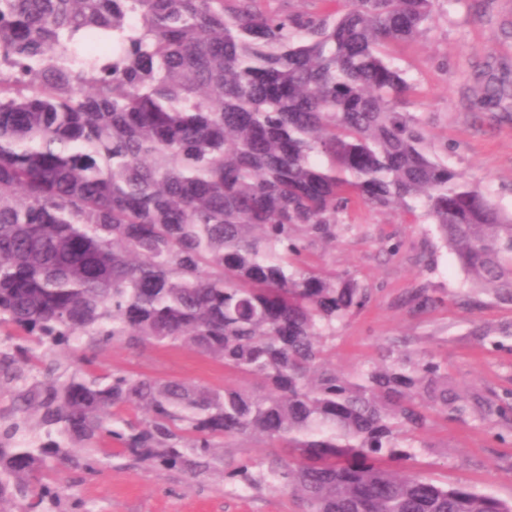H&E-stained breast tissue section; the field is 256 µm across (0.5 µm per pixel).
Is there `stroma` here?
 Masks as SVG:
<instances>
[{
	"label": "stroma",
	"mask_w": 512,
	"mask_h": 512,
	"mask_svg": "<svg viewBox=\"0 0 512 512\" xmlns=\"http://www.w3.org/2000/svg\"><path fill=\"white\" fill-rule=\"evenodd\" d=\"M391 52L413 83L405 109L426 121L437 155L512 210V119L483 107L473 91L477 70L512 67V0H436L425 33ZM349 221L356 231L325 246V259L355 274L373 295L339 330L332 364L354 373L393 343L400 352L423 351L445 363L448 388L466 398L467 411L435 418L422 432V471L512 501V424L480 413L512 392V305L463 288L462 272L431 225L366 207ZM421 288L436 297L435 305L414 307L411 298ZM97 360L101 375L124 371L214 389L242 381L184 346L116 343L99 348ZM57 480L68 512H301L285 492H228L220 472L193 479L128 456L95 473L68 465Z\"/></svg>",
	"instance_id": "stroma-1"
}]
</instances>
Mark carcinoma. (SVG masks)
Returning a JSON list of instances; mask_svg holds the SVG:
<instances>
[{
	"instance_id": "1",
	"label": "carcinoma",
	"mask_w": 512,
	"mask_h": 512,
	"mask_svg": "<svg viewBox=\"0 0 512 512\" xmlns=\"http://www.w3.org/2000/svg\"><path fill=\"white\" fill-rule=\"evenodd\" d=\"M436 0L267 12L257 0H0V512H63L76 441L197 478L237 437L274 449L224 482L302 512H512L415 471L433 413L465 412L430 355L355 375L329 363L371 289L315 250L355 204L432 224L462 286L512 305V215L433 153L400 110L391 55ZM512 110V79L479 73ZM187 346L252 379L34 371L27 345ZM39 416L44 438L20 435ZM106 436L118 448H99Z\"/></svg>"
}]
</instances>
